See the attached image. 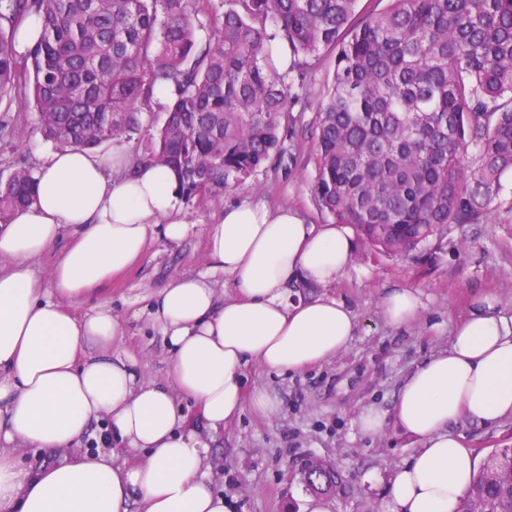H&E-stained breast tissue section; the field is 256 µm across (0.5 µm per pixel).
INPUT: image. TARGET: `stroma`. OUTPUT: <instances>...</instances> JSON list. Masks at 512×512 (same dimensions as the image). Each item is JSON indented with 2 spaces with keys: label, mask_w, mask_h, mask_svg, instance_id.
<instances>
[{
  "label": "stroma",
  "mask_w": 512,
  "mask_h": 512,
  "mask_svg": "<svg viewBox=\"0 0 512 512\" xmlns=\"http://www.w3.org/2000/svg\"><path fill=\"white\" fill-rule=\"evenodd\" d=\"M335 59L332 49L315 58L297 57L289 77L303 86L281 122L282 153L216 199L186 201L195 231L175 247L151 244L128 271L78 302L76 312L106 304L113 315L126 319L171 277L205 271L210 259L204 228L225 205L288 206L307 223H331L317 202L314 183L317 117ZM21 139L26 148L19 152L14 144ZM54 150L38 133L34 110L0 102L1 174L21 166L38 169ZM403 287L417 289L423 307L415 321L393 326L382 315L381 301L390 289ZM327 292L356 313L358 335L347 351L300 373L279 374L259 364L248 368V391L268 392L278 407L263 414L245 406L215 436L212 477L228 512H301L309 492L298 465L307 455L328 461L345 478L329 498L331 512H389L388 480L416 444L391 424L379 434H364L359 416L371 406L392 411L405 377L447 348L453 324L475 298L494 295L502 311L512 314V188H503L492 201L487 221L450 226L409 257H391L356 242L348 269ZM127 347L139 357L147 378L166 379L168 362L159 333L131 327ZM454 429L481 462L496 449L512 448L511 418L491 426L462 419Z\"/></svg>",
  "instance_id": "1"
}]
</instances>
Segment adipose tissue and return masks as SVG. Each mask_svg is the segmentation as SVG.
I'll use <instances>...</instances> for the list:
<instances>
[{
    "label": "adipose tissue",
    "mask_w": 512,
    "mask_h": 512,
    "mask_svg": "<svg viewBox=\"0 0 512 512\" xmlns=\"http://www.w3.org/2000/svg\"><path fill=\"white\" fill-rule=\"evenodd\" d=\"M35 192L30 208L0 224V512H129L134 501L140 512H226L211 481L213 435L245 403L276 407L266 392L246 395V368L297 373L346 351L358 333L353 310L324 292L350 262V231L306 223L288 207H225L206 227L208 272L172 277L132 314L164 339L169 376L157 382L123 348L125 327L110 308L79 315L70 304L135 264L151 241L176 246L189 235L177 175L128 167L119 149L68 147L40 166ZM66 233L72 241L44 287L32 262ZM224 275L228 296L215 287ZM301 284L322 293L302 296ZM510 417L512 315L484 296L447 349L405 378L392 415L369 408L360 417L364 433L390 419L417 443L390 479V512H455L476 459L452 424ZM101 418L110 450L72 458ZM23 448L57 459L34 471Z\"/></svg>",
    "instance_id": "1"
}]
</instances>
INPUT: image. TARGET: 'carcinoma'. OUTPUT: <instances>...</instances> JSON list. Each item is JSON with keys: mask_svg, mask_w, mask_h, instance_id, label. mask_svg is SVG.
Listing matches in <instances>:
<instances>
[{"mask_svg": "<svg viewBox=\"0 0 512 512\" xmlns=\"http://www.w3.org/2000/svg\"><path fill=\"white\" fill-rule=\"evenodd\" d=\"M0 0V101L38 114L58 149L129 142L157 89L163 122L135 157L177 173L188 199H212L280 150L293 85L269 64L337 49L318 113L314 191L336 224L391 255L451 224L486 220L512 172V0ZM42 19L23 56L20 22ZM478 166L469 172V151ZM35 175H0V223L35 201ZM476 474L457 512H512V448ZM339 486L329 466L307 489Z\"/></svg>", "mask_w": 512, "mask_h": 512, "instance_id": "obj_1", "label": "carcinoma"}]
</instances>
